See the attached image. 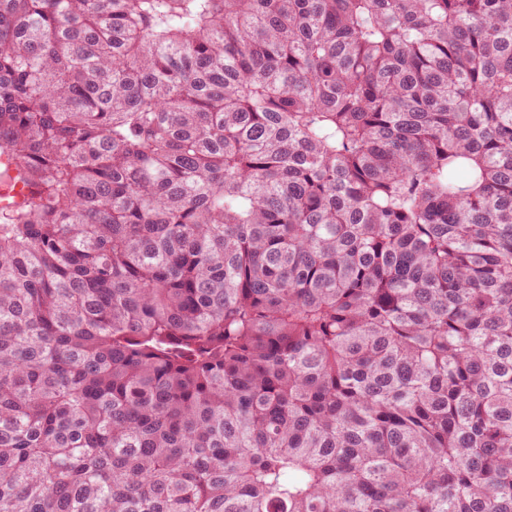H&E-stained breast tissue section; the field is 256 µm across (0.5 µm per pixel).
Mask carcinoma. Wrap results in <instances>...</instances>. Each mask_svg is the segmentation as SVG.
Returning <instances> with one entry per match:
<instances>
[{"mask_svg":"<svg viewBox=\"0 0 512 512\" xmlns=\"http://www.w3.org/2000/svg\"><path fill=\"white\" fill-rule=\"evenodd\" d=\"M0 512H512V0H0Z\"/></svg>","mask_w":512,"mask_h":512,"instance_id":"cac0c4a2","label":"carcinoma"}]
</instances>
